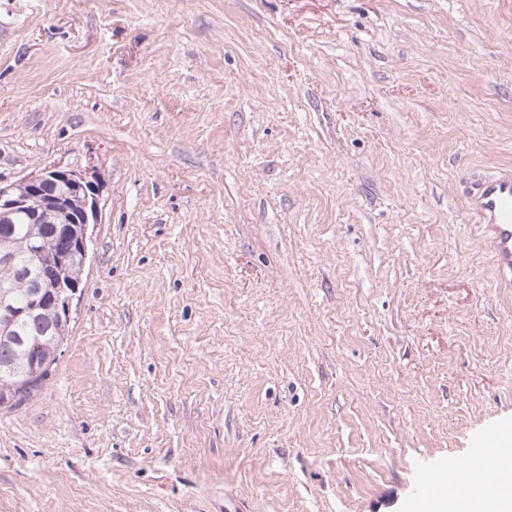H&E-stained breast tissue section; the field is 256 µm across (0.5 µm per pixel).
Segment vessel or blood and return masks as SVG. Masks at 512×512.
<instances>
[{
	"label": "vessel or blood",
	"instance_id": "b4317fda",
	"mask_svg": "<svg viewBox=\"0 0 512 512\" xmlns=\"http://www.w3.org/2000/svg\"><path fill=\"white\" fill-rule=\"evenodd\" d=\"M470 213L483 232L504 287H512V170L481 172L465 190ZM507 447L497 433H490L473 449L464 473L451 472L425 478L420 485L421 512H440L447 494L468 505L484 494L495 480Z\"/></svg>",
	"mask_w": 512,
	"mask_h": 512
}]
</instances>
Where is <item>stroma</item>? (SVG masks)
<instances>
[{
	"mask_svg": "<svg viewBox=\"0 0 512 512\" xmlns=\"http://www.w3.org/2000/svg\"><path fill=\"white\" fill-rule=\"evenodd\" d=\"M95 172L0 512H419L512 422V0H0V180ZM465 199L503 286L512 287V170L480 172L465 190Z\"/></svg>",
	"mask_w": 512,
	"mask_h": 512,
	"instance_id": "obj_1",
	"label": "stroma"
}]
</instances>
